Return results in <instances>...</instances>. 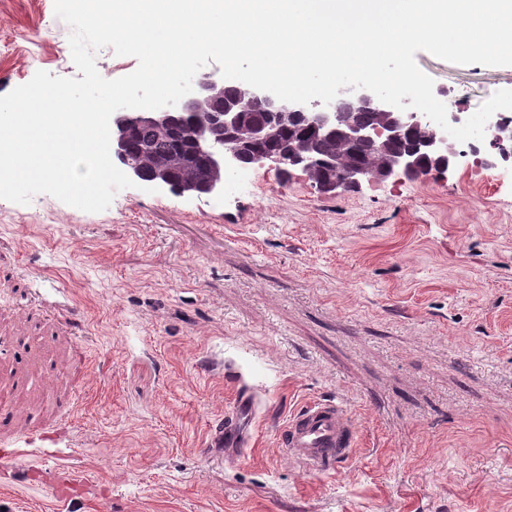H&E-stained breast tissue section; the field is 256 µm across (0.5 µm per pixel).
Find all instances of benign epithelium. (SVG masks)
<instances>
[{
	"label": "benign epithelium",
	"instance_id": "1",
	"mask_svg": "<svg viewBox=\"0 0 512 512\" xmlns=\"http://www.w3.org/2000/svg\"><path fill=\"white\" fill-rule=\"evenodd\" d=\"M227 83L207 75L193 83V92L176 106L157 110L120 109L110 119L112 159L129 178L161 190H172L167 168L153 166L145 171L131 157V142L144 128H157L179 143L188 145L185 162L199 169L200 175L181 194L196 197L224 195V176L254 165L268 166L290 175L302 172L320 192L356 189L374 180L419 179L424 176L448 177L459 159L466 156L451 137L423 113L381 102L372 92L351 87L339 90L328 104L311 106L284 102L253 87L237 86L233 96H225ZM366 112L372 123L355 119ZM298 130L296 140H281L270 149L281 130ZM493 153L480 159L488 168L496 160L512 158V117L496 112L486 126ZM323 139L336 140L348 147L366 140L382 143L406 140L397 153L374 160L358 161L353 156H325L317 150Z\"/></svg>",
	"mask_w": 512,
	"mask_h": 512
}]
</instances>
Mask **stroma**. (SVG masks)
<instances>
[{"mask_svg": "<svg viewBox=\"0 0 512 512\" xmlns=\"http://www.w3.org/2000/svg\"><path fill=\"white\" fill-rule=\"evenodd\" d=\"M70 34L54 0H0V96L77 77ZM415 62L451 112L512 89V66ZM460 148L447 179L329 194L263 166L220 200L0 199V512H512V159ZM316 398L357 429L332 475L277 439ZM45 470L81 481L64 499Z\"/></svg>", "mask_w": 512, "mask_h": 512, "instance_id": "1", "label": "stroma"}]
</instances>
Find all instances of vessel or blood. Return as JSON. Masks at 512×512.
<instances>
[{
    "label": "vessel or blood",
    "instance_id": "1",
    "mask_svg": "<svg viewBox=\"0 0 512 512\" xmlns=\"http://www.w3.org/2000/svg\"><path fill=\"white\" fill-rule=\"evenodd\" d=\"M277 438L291 459L323 475L352 459L356 447L348 408L332 399L311 402L292 413Z\"/></svg>",
    "mask_w": 512,
    "mask_h": 512
}]
</instances>
